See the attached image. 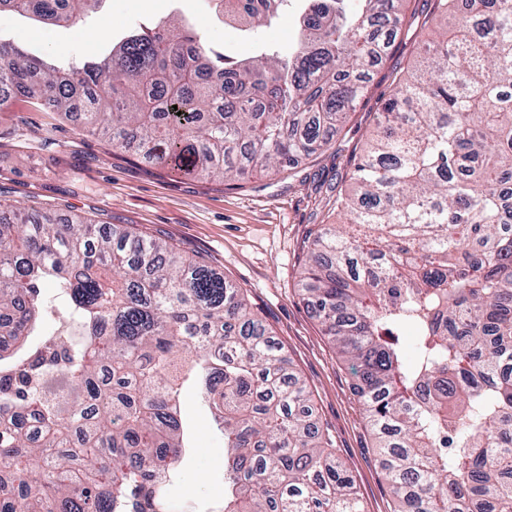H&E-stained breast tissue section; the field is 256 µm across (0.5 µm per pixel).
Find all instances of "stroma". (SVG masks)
Instances as JSON below:
<instances>
[{"label":"stroma","instance_id":"obj_1","mask_svg":"<svg viewBox=\"0 0 512 512\" xmlns=\"http://www.w3.org/2000/svg\"><path fill=\"white\" fill-rule=\"evenodd\" d=\"M305 0H290L270 26L243 32L218 20L204 0H108L78 28H45L0 11V37L63 58L96 56L104 39H120L152 21L178 15L234 57L270 48L291 51ZM407 22L383 69L372 75L355 112L329 145L277 174L253 173L242 184L187 176L113 147L77 120L34 110L14 94L0 100V201L123 225L199 255L244 288L271 336L307 384L314 414L352 473L365 512H393L374 438L352 392L350 366L323 332L298 282L305 241L320 224H340L336 194L374 131L394 82L420 60L434 26L431 0H407ZM189 448L168 491L170 512L224 498V437L196 383L181 394Z\"/></svg>","mask_w":512,"mask_h":512}]
</instances>
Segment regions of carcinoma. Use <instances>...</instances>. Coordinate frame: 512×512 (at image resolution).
<instances>
[{
    "label": "carcinoma",
    "instance_id": "carcinoma-1",
    "mask_svg": "<svg viewBox=\"0 0 512 512\" xmlns=\"http://www.w3.org/2000/svg\"><path fill=\"white\" fill-rule=\"evenodd\" d=\"M103 2L0 5L71 28ZM210 2L253 30L288 0ZM345 2L308 0L288 54L233 58L170 20L90 61L0 37V95L77 111L156 164L192 156L199 176L281 171L329 143L394 48L405 0ZM468 3L398 80L336 196L349 222L311 233L299 279L354 372L397 512H512V0ZM47 283L79 333L30 348ZM186 375L224 432L210 512H364L242 288L165 241L0 202V512H164Z\"/></svg>",
    "mask_w": 512,
    "mask_h": 512
}]
</instances>
